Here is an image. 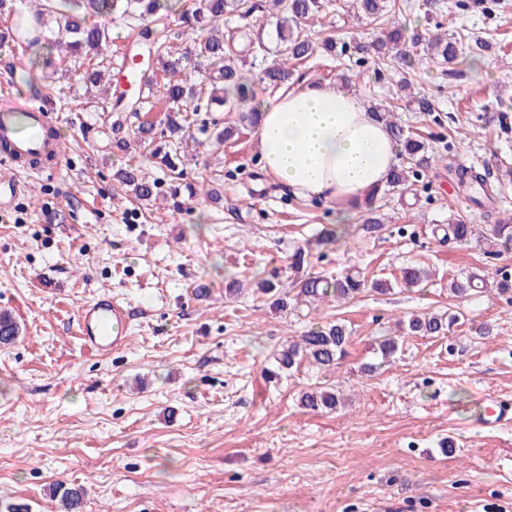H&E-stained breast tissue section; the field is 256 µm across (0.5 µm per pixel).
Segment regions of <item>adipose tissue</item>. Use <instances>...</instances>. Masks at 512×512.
<instances>
[{"mask_svg": "<svg viewBox=\"0 0 512 512\" xmlns=\"http://www.w3.org/2000/svg\"><path fill=\"white\" fill-rule=\"evenodd\" d=\"M261 160L283 188L336 205L350 223L384 188L398 147L352 94L311 83L261 104Z\"/></svg>", "mask_w": 512, "mask_h": 512, "instance_id": "obj_1", "label": "adipose tissue"}]
</instances>
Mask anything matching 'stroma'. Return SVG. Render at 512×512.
<instances>
[{
    "mask_svg": "<svg viewBox=\"0 0 512 512\" xmlns=\"http://www.w3.org/2000/svg\"><path fill=\"white\" fill-rule=\"evenodd\" d=\"M337 2L322 20L337 53L296 65L286 88L362 75L358 99L393 110L449 166L425 169L414 193L379 195L380 233L311 252L304 269L393 282L420 264L431 281L308 315L272 309L250 285L255 273L291 280L290 255L335 223V208L266 175L252 128L186 148L184 179L137 200L116 175L133 162L159 178L151 157L114 147L112 116L81 71L46 76L38 101L71 150L57 169L21 173L28 193L0 212V312L20 328L0 348V504L58 512L52 485L75 483L85 512H512V426L474 425L484 397L512 403V301L491 287L449 297L452 275L489 262L444 236L452 219L487 222L456 189L455 166L485 170L498 209L512 213V132L498 123L512 105V0L488 15L463 0H396L410 29L440 22L488 44L473 66L417 62L407 94L350 50L379 25ZM233 278L247 288L228 300ZM103 294L126 302L132 330L124 349L97 354L76 315ZM450 310L462 317L445 335L406 337L389 365L364 374L395 319ZM336 319L351 332L336 368L268 379L281 343ZM326 384L340 386L341 407L301 405Z\"/></svg>",
    "mask_w": 512,
    "mask_h": 512,
    "instance_id": "1",
    "label": "stroma"
}]
</instances>
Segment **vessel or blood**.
Segmentation results:
<instances>
[{"instance_id":"vessel-or-blood-1","label":"vessel or blood","mask_w":512,"mask_h":512,"mask_svg":"<svg viewBox=\"0 0 512 512\" xmlns=\"http://www.w3.org/2000/svg\"><path fill=\"white\" fill-rule=\"evenodd\" d=\"M56 119L46 108L27 102L20 103L10 94L0 95V164L24 171L34 157L47 156L52 166H59L65 155L62 143L46 137ZM130 329L125 302L108 296L94 298L85 304L78 316V333L86 348L97 353L123 349ZM487 406L477 424L482 428L498 429L512 424V405L487 397Z\"/></svg>"}]
</instances>
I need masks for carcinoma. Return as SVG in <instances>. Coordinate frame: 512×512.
<instances>
[{"label":"carcinoma","instance_id":"1","mask_svg":"<svg viewBox=\"0 0 512 512\" xmlns=\"http://www.w3.org/2000/svg\"><path fill=\"white\" fill-rule=\"evenodd\" d=\"M353 15L386 24L382 37L358 42L355 49L366 54L373 65L382 67L396 59L412 64L418 50L440 60L454 64L468 50L470 62L477 61L472 47H463L462 38H447L436 33L429 38L405 36L406 23L388 10V0H353ZM259 9L254 0H198L190 11L181 0H38V5L26 11L16 6V0H0V15L13 17V24L0 32V44L12 43L31 51L32 71L21 76L23 83L39 91L41 76L35 73L40 65V54L47 50L66 63L62 72L74 68L83 70L88 82L102 86L104 100H114L112 111L124 112L122 100L125 92L119 90L112 77V58L104 50L112 43L109 22L123 20L127 27L137 32V39L144 42L143 53L148 64L144 69L130 68L127 78L141 86L132 112L137 113L151 105L155 97L166 105L165 129L157 131L156 125L147 121L139 123L135 135L139 147L157 160L158 167L168 177L179 179L183 170L178 168L183 154V138L191 126L208 132L206 122L198 121L199 113L212 105L228 112L240 113V125L257 123V106L248 105L251 90L257 84L279 87L290 79L288 64L301 62L318 53L333 52L336 42L331 37L312 38L303 26L336 11V0H270L269 16L274 19L275 31L284 52L272 63H266L269 47L263 36L248 39L243 48L235 47L240 27L233 21L252 18ZM194 57V70L188 72L183 65L185 55ZM376 117L384 122L400 148L403 163L392 169L387 181V191L401 194L410 190L420 172L428 165V147L420 139L405 132L402 125L392 120L390 111L370 107ZM460 192L467 195L476 206L493 216L496 211L497 192L487 176L470 166H459L454 173ZM120 182L138 200H149L157 182H149L140 169L131 165L119 173ZM382 229L381 221L368 217L364 223L337 224L321 230L314 238L299 246L292 255L290 268L297 273L291 288H283L278 277L257 280V291L267 297L270 306L278 311L305 307L317 308L318 303L334 298L338 302L356 299L366 288L386 291L392 284L376 281L367 284L358 272L347 271L336 275L302 274L305 259L311 247H322L340 238L367 236ZM481 234L484 256L493 258L512 249V223L498 218L482 231L460 220L448 222V237L460 244H467L476 234ZM429 278L428 272L416 265L401 269L396 284L402 288H416ZM488 275L470 272L448 279V292L456 298L470 296V292L487 285ZM458 320L454 313L444 315H412L397 320L402 335L383 336L375 341L374 353L379 362L364 366L371 374L394 358L403 336H442ZM19 335V327L9 315L0 314V345H9ZM350 332L340 320L317 323L303 335L286 341L273 354V367L266 373L273 377L280 371L291 370L306 362L317 370L329 371L343 359L349 344ZM302 406L310 410L333 412L342 404L340 391L334 387H320L306 392ZM50 496L57 499L63 512H81L85 490L79 485L57 484Z\"/></svg>","mask_w":512,"mask_h":512}]
</instances>
